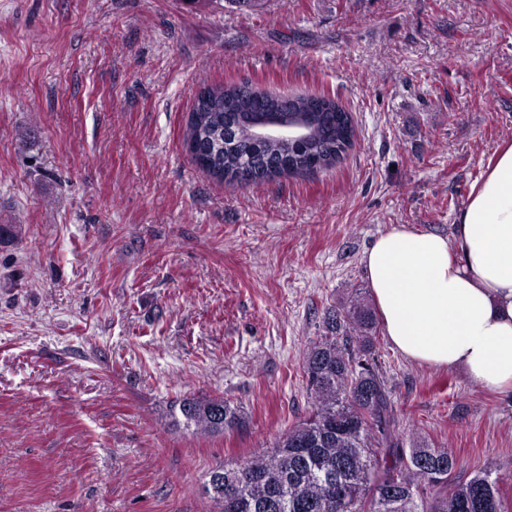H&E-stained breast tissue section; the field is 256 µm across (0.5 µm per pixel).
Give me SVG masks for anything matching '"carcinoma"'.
Listing matches in <instances>:
<instances>
[{
	"mask_svg": "<svg viewBox=\"0 0 512 512\" xmlns=\"http://www.w3.org/2000/svg\"><path fill=\"white\" fill-rule=\"evenodd\" d=\"M184 133L196 165L219 182L258 185L319 172L353 147L352 116L328 95H280L249 82L201 87ZM264 124L302 126L289 139L262 136ZM376 318L363 299L329 309L324 332L303 360L311 411L270 448L235 466H216L206 493L214 512H507L500 478L453 474L456 457L424 438L404 439L387 381L367 355ZM182 424L219 435L241 423L224 398L176 401Z\"/></svg>",
	"mask_w": 512,
	"mask_h": 512,
	"instance_id": "1",
	"label": "carcinoma"
}]
</instances>
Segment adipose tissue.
<instances>
[{"label": "adipose tissue", "instance_id": "adipose-tissue-1", "mask_svg": "<svg viewBox=\"0 0 512 512\" xmlns=\"http://www.w3.org/2000/svg\"><path fill=\"white\" fill-rule=\"evenodd\" d=\"M362 264L401 355L512 389V144L473 184L452 235L396 226Z\"/></svg>", "mask_w": 512, "mask_h": 512}]
</instances>
